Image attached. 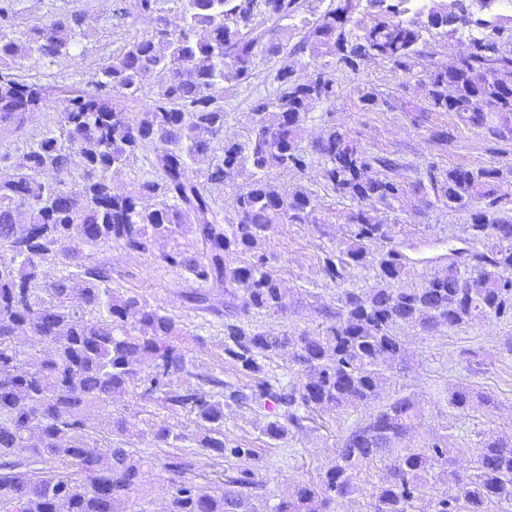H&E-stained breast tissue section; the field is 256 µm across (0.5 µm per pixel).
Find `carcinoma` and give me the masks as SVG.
Listing matches in <instances>:
<instances>
[{
  "label": "carcinoma",
  "mask_w": 512,
  "mask_h": 512,
  "mask_svg": "<svg viewBox=\"0 0 512 512\" xmlns=\"http://www.w3.org/2000/svg\"><path fill=\"white\" fill-rule=\"evenodd\" d=\"M18 0H0V126L21 129L25 116L48 105L47 90L13 72L9 62L33 63L70 54L83 34L85 13L50 10L23 33L6 32ZM151 17L152 29L125 42L94 75L97 94H80L62 104L58 127L33 141L14 162L0 165V512H122L139 479L141 462L125 448L132 423L122 416L106 426V445L90 447L84 432L92 413L111 405L141 381V364L153 374L142 396L157 393L173 408L196 416L205 430L198 447L224 455V407L196 390L168 389L171 376L187 371L186 353L171 338L175 320L143 297L112 291L107 269L84 263L72 245L115 243L138 253L185 224L202 245L198 257L173 249L160 256L196 280L224 291V354L252 374L250 392L228 398L238 406L273 404L280 409L263 434L280 440L301 427V408L335 412L364 405L383 390L381 366L402 356L399 327L435 332L481 318L512 317V215L500 203L512 198V165L438 170L411 182L397 179L400 164L361 149L349 132L334 127L313 145L324 161L326 188L357 203L348 216L350 236L323 258L322 273L340 285L347 269L370 264L376 284L345 289L336 305L324 308L317 331L280 336L252 330L249 316H279L288 298L266 270L265 258L236 263L278 224H308L321 208L311 192L281 194L267 178L273 169L302 171L307 150L301 128L316 104L336 96L332 72H356L382 59L425 91L430 107L452 112L467 128L493 136L512 132V15H493L485 0H336L308 14L299 0H172L182 24L173 27L166 0H136ZM479 11H472V7ZM414 12L410 21L397 19ZM481 30L470 50L432 70L420 61L423 32L441 37L461 29ZM301 38L288 46L295 33ZM307 53L316 73L304 81L288 64L274 75V97L256 101L250 128L240 140L215 143L224 134V82L249 84L257 60L285 51ZM422 70L415 71V67ZM153 96L132 116L113 96L136 98L144 84ZM153 178L138 190L117 194L112 178L139 159ZM79 171V181L68 178ZM52 171L56 181L40 180ZM246 176L236 195L234 218L223 223L213 190ZM431 196L450 209L484 201L469 211L470 239L493 240L488 251L472 254L460 271L454 263L435 270L421 288L394 289L408 274L394 224H382L364 209L375 200L388 208L408 195ZM378 246L372 250L371 246ZM77 269L44 281L48 262ZM77 295L80 308L70 304ZM25 332L51 346L32 368L21 363L16 339ZM282 350L291 354L299 379L281 384L260 363ZM491 397L471 389L453 391L448 403L464 416ZM417 408L408 397L381 407L336 449L320 482L300 485L273 512H333L338 500L363 494L361 467L392 450L409 435ZM28 456L18 459V451ZM447 446L404 448L389 475L371 496L368 512H494L512 502V442L490 437L480 448L473 472L448 470ZM186 463H164L168 472L167 512H259L253 500L262 484L255 473L231 477L218 494L184 478ZM448 491L428 493L441 476Z\"/></svg>",
  "instance_id": "cac0c4a2"
}]
</instances>
